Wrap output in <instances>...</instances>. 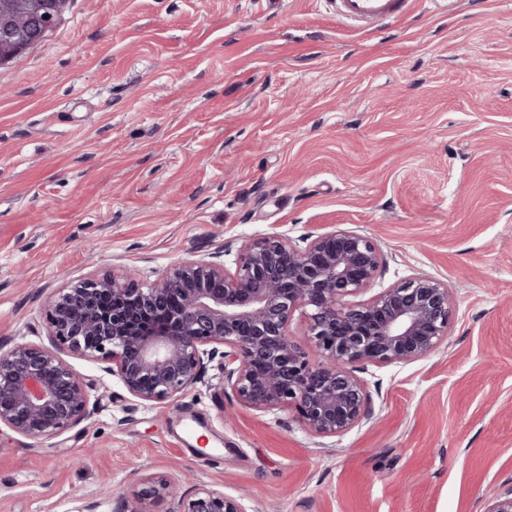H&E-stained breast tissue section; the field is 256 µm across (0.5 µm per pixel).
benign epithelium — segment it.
Returning <instances> with one entry per match:
<instances>
[{
    "label": "benign epithelium",
    "mask_w": 512,
    "mask_h": 512,
    "mask_svg": "<svg viewBox=\"0 0 512 512\" xmlns=\"http://www.w3.org/2000/svg\"><path fill=\"white\" fill-rule=\"evenodd\" d=\"M66 0H0V65L45 34ZM179 262L155 279L137 270L90 275L57 289L45 305L49 344L0 347V427L51 439L90 414L93 384L64 358L99 364L145 406L173 403L216 364V388L255 411L285 405L317 437L342 435L371 412L357 365L409 363L448 337V284L416 273L370 298L380 248L351 229L244 241ZM307 323L303 345L288 333L295 314ZM154 490L124 498L117 512H149ZM174 512H247L209 485L176 501Z\"/></svg>",
    "instance_id": "7a95c632"
}]
</instances>
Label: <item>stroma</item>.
<instances>
[{"label": "stroma", "instance_id": "35a3bbf8", "mask_svg": "<svg viewBox=\"0 0 512 512\" xmlns=\"http://www.w3.org/2000/svg\"><path fill=\"white\" fill-rule=\"evenodd\" d=\"M340 228L380 247L374 291L424 272L454 304L434 352L361 371L368 419L317 438L209 377L146 407L74 357L94 410L41 443L0 430V512H115L180 471L249 512L512 493V0L375 29L328 0H68L0 65V345L47 342L70 281Z\"/></svg>", "mask_w": 512, "mask_h": 512}]
</instances>
